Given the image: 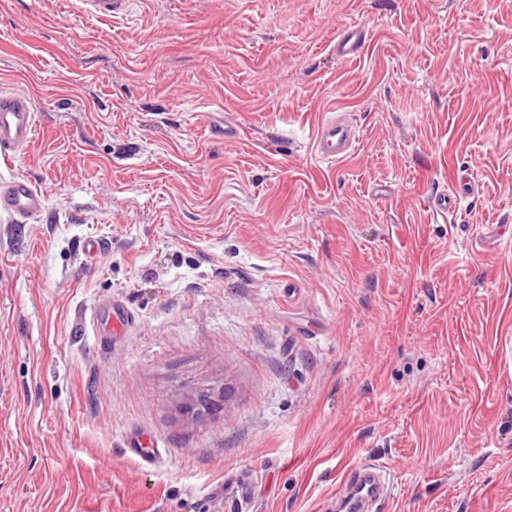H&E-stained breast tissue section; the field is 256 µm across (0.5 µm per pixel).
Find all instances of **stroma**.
Listing matches in <instances>:
<instances>
[{
	"label": "stroma",
	"mask_w": 512,
	"mask_h": 512,
	"mask_svg": "<svg viewBox=\"0 0 512 512\" xmlns=\"http://www.w3.org/2000/svg\"><path fill=\"white\" fill-rule=\"evenodd\" d=\"M1 87L47 202L0 211V512H326L366 463L376 512H512V0H0ZM88 10L99 17H114L129 10L131 0H85ZM368 39V32L359 25L342 26L337 35L333 51L339 59L359 56ZM37 124V113L30 97L18 92L0 91V157L12 158L27 147ZM355 139L352 125L329 120L318 128L312 150L322 160L336 161L349 153ZM475 183L471 180H462L459 183L453 185L448 193L443 192L435 194L432 200V205L436 213L447 217L448 212L453 209V204L459 198L465 194L468 190L473 191ZM131 324V314L120 302L100 306L93 317L97 336H108L116 340L124 336ZM129 452L140 458L147 464L160 462L166 454V449L162 441L147 436H137L132 438L128 445Z\"/></svg>",
	"instance_id": "35a3bbf8"
}]
</instances>
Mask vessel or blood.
Instances as JSON below:
<instances>
[{"label":"vessel or blood","mask_w":512,"mask_h":512,"mask_svg":"<svg viewBox=\"0 0 512 512\" xmlns=\"http://www.w3.org/2000/svg\"><path fill=\"white\" fill-rule=\"evenodd\" d=\"M89 11L99 17H114L128 11L131 0H85ZM368 39L367 31L358 25L342 26L333 51L337 58L351 59L359 56ZM37 124V113L30 97L18 92L0 91V157L12 158L27 147ZM355 140L352 125L330 120L318 128L312 150L325 161L345 157ZM472 181H460L450 191L436 194L432 205L436 213L447 215L454 202L468 190L474 189ZM47 195L28 178L15 177L0 183V210L9 213L20 224L26 223L44 209ZM131 324V315L118 302L100 306L93 317L97 335L112 339L125 335ZM128 449L143 462L161 461L166 453L161 441L147 436L132 438ZM388 484L383 470L366 465L350 471L343 486L336 493L340 512H367L370 503L385 498Z\"/></svg>","instance_id":"b4317fda"}]
</instances>
